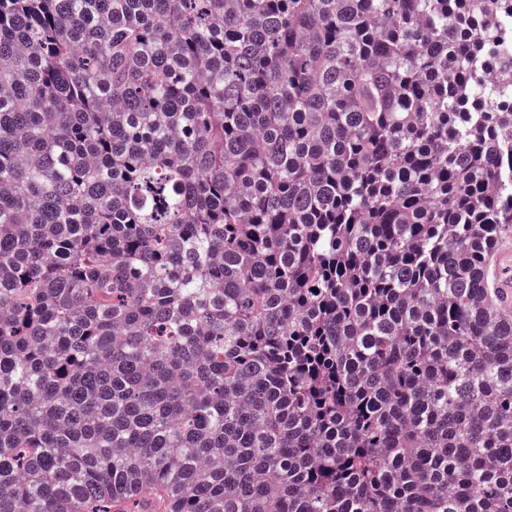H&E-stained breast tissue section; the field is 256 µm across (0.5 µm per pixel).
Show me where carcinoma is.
I'll return each instance as SVG.
<instances>
[{
    "instance_id": "obj_1",
    "label": "carcinoma",
    "mask_w": 512,
    "mask_h": 512,
    "mask_svg": "<svg viewBox=\"0 0 512 512\" xmlns=\"http://www.w3.org/2000/svg\"><path fill=\"white\" fill-rule=\"evenodd\" d=\"M512 0H0V512H512Z\"/></svg>"
}]
</instances>
